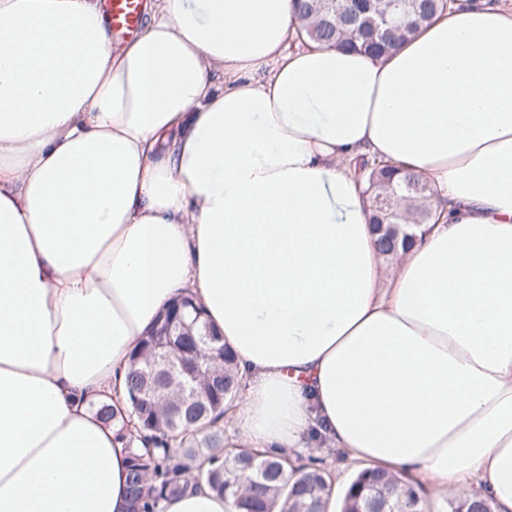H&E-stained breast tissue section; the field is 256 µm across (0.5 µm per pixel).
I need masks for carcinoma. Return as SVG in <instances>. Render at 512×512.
Returning <instances> with one entry per match:
<instances>
[{"mask_svg":"<svg viewBox=\"0 0 512 512\" xmlns=\"http://www.w3.org/2000/svg\"><path fill=\"white\" fill-rule=\"evenodd\" d=\"M297 39L306 46L350 47L375 56H382L416 36L436 18L450 12L454 5L448 0H416L411 21L399 30L387 32L378 27L379 3L367 5L366 0H298ZM365 187L381 190L391 182L395 185L413 183L427 186L413 170L396 166L386 160H363L359 164ZM430 194L400 196L391 202L398 221L411 219L427 224L424 213ZM156 341L149 333L130 362L127 391L131 412L126 413L109 404L96 410L106 422L115 421L127 428L132 421L150 422V431L160 436L157 449L145 446L130 453L128 473L129 512H163L164 503L188 487V478L205 484L221 496L234 497L243 512H326L325 485L328 472L323 467L288 465L285 453L241 448H224V427L219 420L224 407L237 399L240 384L235 373L234 357L215 336L214 361L203 368L195 383L197 399L184 404L179 383L171 381L148 366ZM404 480L384 472H359L346 490L340 512H358L367 508L369 491L375 485L389 494Z\"/></svg>","mask_w":512,"mask_h":512,"instance_id":"1","label":"carcinoma"}]
</instances>
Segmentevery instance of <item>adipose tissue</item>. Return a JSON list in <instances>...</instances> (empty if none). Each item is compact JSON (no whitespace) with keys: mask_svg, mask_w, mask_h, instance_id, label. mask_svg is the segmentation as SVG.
Listing matches in <instances>:
<instances>
[{"mask_svg":"<svg viewBox=\"0 0 512 512\" xmlns=\"http://www.w3.org/2000/svg\"><path fill=\"white\" fill-rule=\"evenodd\" d=\"M294 0H0V512H127L100 404L192 295L238 448L330 447L512 512V10L459 0L385 57L291 49ZM439 220L377 249L352 168ZM164 512H239L199 485ZM104 9L108 14L112 34L130 36L138 28L143 9V0H103ZM360 169L363 171L361 177L365 178L366 189H373L374 191H380L384 185L388 182H393L396 185H403L405 183H413L422 187H427V190L423 194H413L408 197H403L400 194L398 198H395L391 202V208L397 212L398 219L393 221L402 222L405 219H411L417 221L420 224H427L431 218H427L423 205L430 206L427 201L431 197L428 190V185L422 177L414 170L405 169L403 167L396 166L390 161L380 160L376 158L370 162L368 159H364L359 164ZM397 178V179H396Z\"/></svg>","mask_w":512,"mask_h":512,"instance_id":"ef3b65f1","label":"adipose tissue"}]
</instances>
